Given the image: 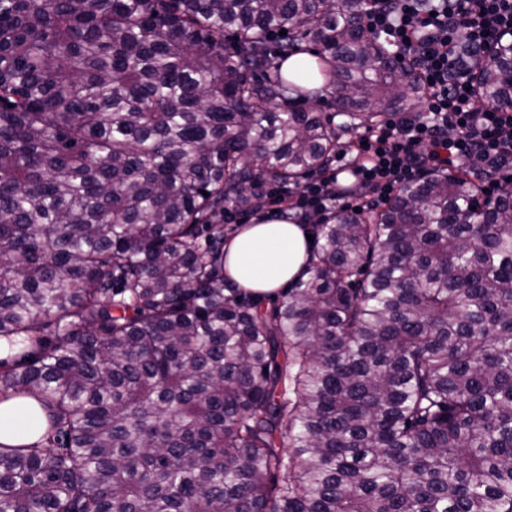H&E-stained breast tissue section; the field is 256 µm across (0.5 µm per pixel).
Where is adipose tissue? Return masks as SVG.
Returning <instances> with one entry per match:
<instances>
[{
	"mask_svg": "<svg viewBox=\"0 0 512 512\" xmlns=\"http://www.w3.org/2000/svg\"><path fill=\"white\" fill-rule=\"evenodd\" d=\"M309 227L285 219L262 218L242 225L224 244V274L236 287L261 295L303 279L312 249ZM43 414L30 397L18 395L0 402V443L36 441Z\"/></svg>",
	"mask_w": 512,
	"mask_h": 512,
	"instance_id": "1",
	"label": "adipose tissue"
}]
</instances>
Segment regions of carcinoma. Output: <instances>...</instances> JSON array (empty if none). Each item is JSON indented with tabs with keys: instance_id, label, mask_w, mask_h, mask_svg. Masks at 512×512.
<instances>
[{
	"instance_id": "carcinoma-1",
	"label": "carcinoma",
	"mask_w": 512,
	"mask_h": 512,
	"mask_svg": "<svg viewBox=\"0 0 512 512\" xmlns=\"http://www.w3.org/2000/svg\"><path fill=\"white\" fill-rule=\"evenodd\" d=\"M360 9L0 0V400L45 414L0 512H512V191L430 173L281 300L224 277L225 211L336 155L267 76L297 42L344 131L422 101ZM479 87L512 102L508 53Z\"/></svg>"
}]
</instances>
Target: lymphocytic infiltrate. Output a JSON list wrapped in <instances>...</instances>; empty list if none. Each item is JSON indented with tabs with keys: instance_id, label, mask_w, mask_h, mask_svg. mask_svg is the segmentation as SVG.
Listing matches in <instances>:
<instances>
[{
	"instance_id": "f902f5d3",
	"label": "lymphocytic infiltrate",
	"mask_w": 512,
	"mask_h": 512,
	"mask_svg": "<svg viewBox=\"0 0 512 512\" xmlns=\"http://www.w3.org/2000/svg\"><path fill=\"white\" fill-rule=\"evenodd\" d=\"M365 24L415 70L423 111L369 128L337 151L326 173L271 190L264 210L316 224L339 208H377L404 184L461 160L483 192L501 190L512 177V108L478 106L467 59L512 29V0H379ZM347 166L356 176L348 192L338 184Z\"/></svg>"
}]
</instances>
